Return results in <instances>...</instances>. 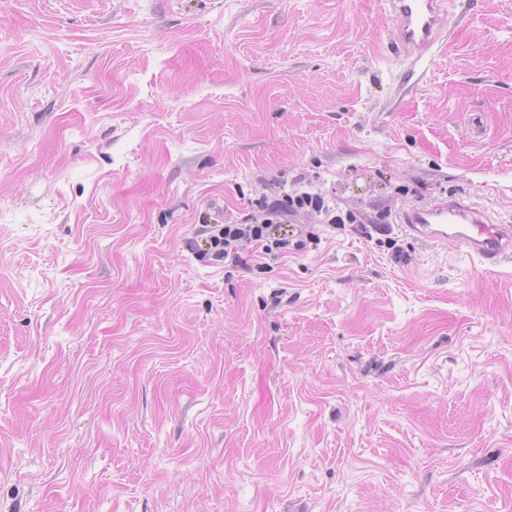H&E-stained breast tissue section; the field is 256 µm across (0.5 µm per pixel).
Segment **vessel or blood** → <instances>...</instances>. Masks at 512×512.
<instances>
[{
  "label": "vessel or blood",
  "instance_id": "1",
  "mask_svg": "<svg viewBox=\"0 0 512 512\" xmlns=\"http://www.w3.org/2000/svg\"><path fill=\"white\" fill-rule=\"evenodd\" d=\"M396 20V46L418 62L431 54L444 29L446 0H387ZM396 220L413 239L453 240L481 263L495 266L512 259V225L492 222L466 197L444 198L400 211Z\"/></svg>",
  "mask_w": 512,
  "mask_h": 512
}]
</instances>
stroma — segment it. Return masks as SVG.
Wrapping results in <instances>:
<instances>
[{
  "instance_id": "1",
  "label": "stroma",
  "mask_w": 512,
  "mask_h": 512,
  "mask_svg": "<svg viewBox=\"0 0 512 512\" xmlns=\"http://www.w3.org/2000/svg\"><path fill=\"white\" fill-rule=\"evenodd\" d=\"M385 0H0V512H512V262L304 213L512 223V0L411 64ZM334 210L321 193L301 191V188H293L289 193L282 191L272 199L265 195L256 200L253 213L241 222L204 224L206 229L202 231L207 236L202 255H211L215 261L238 267L244 264L238 252L240 242L260 244L265 254H269L273 251L272 245L275 248L288 245V230L285 228L298 226L296 218L301 213H325L331 216Z\"/></svg>"
}]
</instances>
